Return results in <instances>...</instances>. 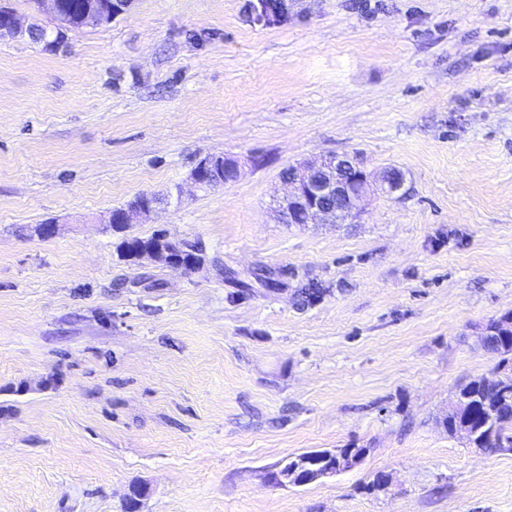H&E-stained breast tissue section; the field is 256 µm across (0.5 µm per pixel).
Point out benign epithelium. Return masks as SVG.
<instances>
[{
	"label": "benign epithelium",
	"instance_id": "benign-epithelium-1",
	"mask_svg": "<svg viewBox=\"0 0 512 512\" xmlns=\"http://www.w3.org/2000/svg\"><path fill=\"white\" fill-rule=\"evenodd\" d=\"M41 11L51 15L63 28L69 22L62 12L61 0H37ZM114 7L103 5L86 13L83 23L96 27L112 22ZM29 32L13 13L0 12V35L22 37ZM229 168L239 175V164L223 156H206L193 169L191 177L200 187H217L223 184L220 173ZM288 175L282 177L285 192L278 201V215L284 224H311L315 220L323 224H340L357 217L358 203L371 193L393 195L403 187V177L386 173L380 178L363 169L357 159L347 154H328L316 159L304 160L288 166ZM155 204L143 200L126 209L112 212L110 224L127 226L138 219H146ZM178 247L196 255V258L181 261L159 247L139 253L137 260L150 259L174 269H192L203 263L200 249L179 241ZM365 454L345 451L318 450L296 455L283 460L271 473V481L294 486L314 483L323 478L349 471L358 466Z\"/></svg>",
	"mask_w": 512,
	"mask_h": 512
}]
</instances>
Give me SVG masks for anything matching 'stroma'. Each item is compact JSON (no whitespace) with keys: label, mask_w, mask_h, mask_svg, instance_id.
<instances>
[{"label":"stroma","mask_w":512,"mask_h":512,"mask_svg":"<svg viewBox=\"0 0 512 512\" xmlns=\"http://www.w3.org/2000/svg\"><path fill=\"white\" fill-rule=\"evenodd\" d=\"M329 153L404 186L280 223L281 171ZM207 155L240 176L197 187ZM142 193L168 201L113 232ZM159 230L205 264L118 255ZM509 311L512 0H129L0 41V512H125L140 485V512H512V450L442 424ZM366 453L344 451L338 448L335 451L318 450L313 453L296 455L283 460L271 473L272 482H279L303 486L314 483L323 478L349 471L358 466ZM320 463L323 465L318 466Z\"/></svg>","instance_id":"35a3bbf8"}]
</instances>
